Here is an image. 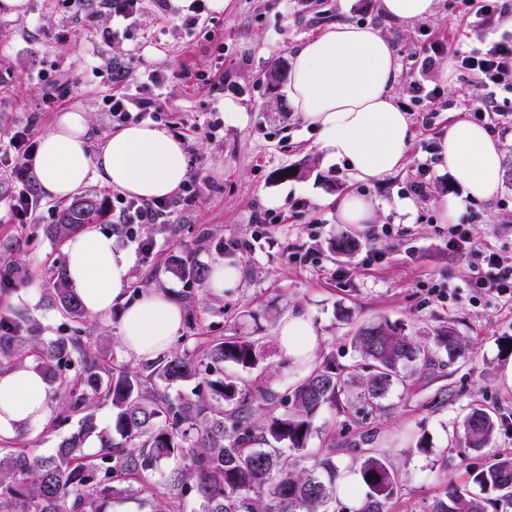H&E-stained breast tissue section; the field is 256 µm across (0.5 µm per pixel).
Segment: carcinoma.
<instances>
[{
    "label": "carcinoma",
    "instance_id": "1",
    "mask_svg": "<svg viewBox=\"0 0 512 512\" xmlns=\"http://www.w3.org/2000/svg\"><path fill=\"white\" fill-rule=\"evenodd\" d=\"M102 214L97 197L87 194L63 209L56 223L46 225L45 234L70 238ZM170 270L199 286L207 282V270L189 257L174 259ZM45 285L51 305L74 324L73 334L43 338L32 321L1 305L0 365L20 366L35 353L37 369L57 386L62 406L58 421L78 415L79 428L47 457L0 443V512H106L112 500L132 491V481L172 458L183 467L171 474L168 489L195 492L202 512H330L336 502V463L323 456L302 466L296 453L305 450L314 417L339 404L345 380L336 365L327 360L315 368L294 388L287 412L257 423L249 387L233 374L210 381L208 392L195 400L172 398L163 391V383L196 374V364L186 353L176 352L139 370L103 366L82 335L86 312L64 270L52 272ZM352 341L367 361L361 386L372 404L392 386L407 385L408 365L430 358L429 349L386 320L360 327ZM436 345L455 358L465 357L470 349L451 325L440 328ZM204 356L213 364L244 369L256 367L260 358L255 342L246 336L216 339ZM73 364L74 375H64L62 368ZM102 399L115 409L108 430L98 427L92 412ZM461 427L464 449L479 451L492 440L497 419L473 406ZM93 435L100 441L94 457L84 453ZM358 472L365 488L358 512H387L399 488L396 470L365 449ZM489 503L496 510L512 508V455L469 470L466 482L449 484L445 497L427 512H486Z\"/></svg>",
    "mask_w": 512,
    "mask_h": 512
}]
</instances>
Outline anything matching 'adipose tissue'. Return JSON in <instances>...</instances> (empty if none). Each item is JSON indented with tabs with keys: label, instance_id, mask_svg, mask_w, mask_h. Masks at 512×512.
Segmentation results:
<instances>
[{
	"label": "adipose tissue",
	"instance_id": "ef3b65f1",
	"mask_svg": "<svg viewBox=\"0 0 512 512\" xmlns=\"http://www.w3.org/2000/svg\"><path fill=\"white\" fill-rule=\"evenodd\" d=\"M398 66L390 39L379 30L340 21L296 50L286 97L315 129L329 158L348 164L373 184L404 167L414 131L394 94ZM503 154L484 127L459 119L438 137L436 164L461 184L467 198H490L502 180ZM33 172L38 188L56 199L75 195L89 179L145 200L172 195L189 177L183 143L152 123L115 131L99 151L90 148L89 117L81 109L60 113L38 145ZM65 275L88 315L121 312V340L129 353L152 361L167 353L182 322L169 292L149 288L129 299L133 257L117 249L95 225L65 245ZM278 343L288 359L312 362L316 329L303 314L286 316ZM51 388L29 366L0 371V438L34 427L49 416Z\"/></svg>",
	"mask_w": 512,
	"mask_h": 512
}]
</instances>
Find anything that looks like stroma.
Masks as SVG:
<instances>
[{
	"mask_svg": "<svg viewBox=\"0 0 512 512\" xmlns=\"http://www.w3.org/2000/svg\"><path fill=\"white\" fill-rule=\"evenodd\" d=\"M479 5V0H437L433 16L402 22L383 15L378 0H229L212 21L193 28L185 25L184 11H158L152 0L127 26L110 24L97 5L76 12L65 0H28L21 18L0 11V43L9 47L0 54V128L29 124L40 138L59 113L80 108L90 114L96 151L112 134L106 105L111 89L136 93L148 71L162 76L158 125L184 139L190 174L198 179L195 204L164 223L138 227L139 236L155 243L154 252L143 253L118 222L115 189L95 180L86 185L103 205L99 229L112 234L117 248L134 254L130 293L156 287L179 299L184 319L172 351L199 358L203 342L233 335L256 339L260 362L242 378L260 418L285 412L288 391L310 371L311 365L285 359L277 340L284 315H307L319 336L313 365L334 362L347 384L339 405L314 418L301 462L330 456L339 472L357 470L351 445L365 440L367 449L384 456L399 474L389 512H426L449 484L464 482L466 467L512 455V388L500 377L512 349L499 343L512 336V299L471 285L486 253L512 257V114L487 126L502 145L503 176L494 196L472 204L478 216L469 229L476 247L453 249L440 201L461 198L463 188L437 169L434 149L449 123L470 119L477 93L468 80L442 79L451 54L434 56L427 67L407 57L455 36L476 48L485 39L512 34V12L495 17L491 27H475L471 19ZM339 20L378 28L391 39L399 69L394 91L415 133L404 167L370 186L327 159L313 130L285 101L283 84L268 78L273 67L289 71L294 49ZM187 70L205 74L206 82L191 85L182 77ZM415 79L437 88L438 97L429 103L415 99L410 89ZM424 166L430 169L427 188L416 196L410 186ZM351 192L372 200L380 223L336 222V202ZM272 194L282 197L274 209L265 204ZM408 197L414 212L398 213L396 200ZM64 206L47 196L31 223L0 220V263L14 272L0 302L38 323L45 337L68 335L69 321L44 296L29 302L21 293L41 288L46 270L65 261L64 243L44 233ZM269 210L277 223H262ZM386 224L394 226L392 236L383 234ZM253 235L268 239V246L250 253L232 249V241ZM344 239L354 242L353 251L338 250ZM374 250L381 251V259L367 262ZM189 254L208 268L219 262L236 267L237 288L217 295L173 275L172 259ZM438 281L454 287L450 299L433 293ZM384 320L424 345L433 344L441 327L453 326L474 354L452 361L439 353L407 386H393L379 405L367 404L360 397L365 371L351 343V326ZM85 331L91 348L108 350L114 365L134 364L121 341L119 311L89 318ZM474 404L502 422L482 452L464 456L461 421ZM77 428L74 419L50 421L37 432L19 430L15 440L49 456Z\"/></svg>",
	"mask_w": 512,
	"mask_h": 512,
	"instance_id": "35a3bbf8",
	"label": "stroma"
}]
</instances>
